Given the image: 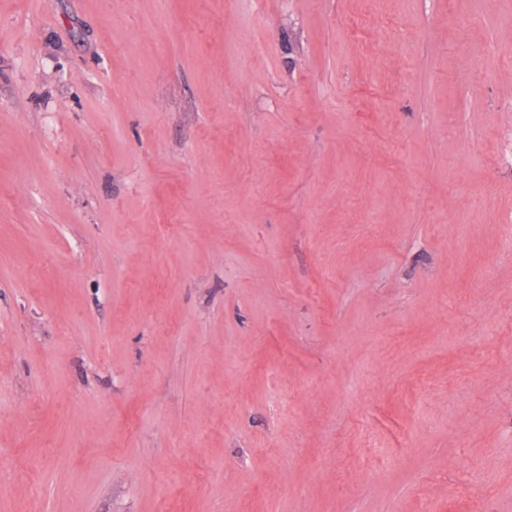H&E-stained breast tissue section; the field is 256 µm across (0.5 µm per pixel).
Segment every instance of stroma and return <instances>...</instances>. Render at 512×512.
Wrapping results in <instances>:
<instances>
[{"instance_id":"35a3bbf8","label":"stroma","mask_w":512,"mask_h":512,"mask_svg":"<svg viewBox=\"0 0 512 512\" xmlns=\"http://www.w3.org/2000/svg\"><path fill=\"white\" fill-rule=\"evenodd\" d=\"M512 0H0V512H512Z\"/></svg>"}]
</instances>
